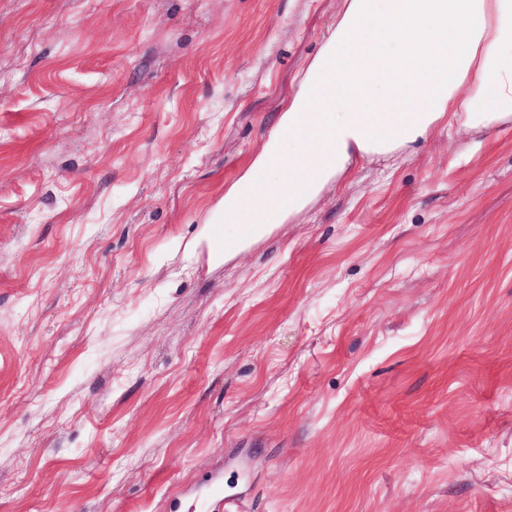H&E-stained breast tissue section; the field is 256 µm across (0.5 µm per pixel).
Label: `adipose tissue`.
Here are the masks:
<instances>
[{
	"label": "adipose tissue",
	"instance_id": "1",
	"mask_svg": "<svg viewBox=\"0 0 512 512\" xmlns=\"http://www.w3.org/2000/svg\"><path fill=\"white\" fill-rule=\"evenodd\" d=\"M446 123L512 124V0H344L252 173L224 197L225 214L253 226L225 250L285 223L357 160Z\"/></svg>",
	"mask_w": 512,
	"mask_h": 512
}]
</instances>
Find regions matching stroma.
<instances>
[{"mask_svg":"<svg viewBox=\"0 0 512 512\" xmlns=\"http://www.w3.org/2000/svg\"><path fill=\"white\" fill-rule=\"evenodd\" d=\"M343 0H0V512H512V127L225 255Z\"/></svg>","mask_w":512,"mask_h":512,"instance_id":"1","label":"stroma"}]
</instances>
